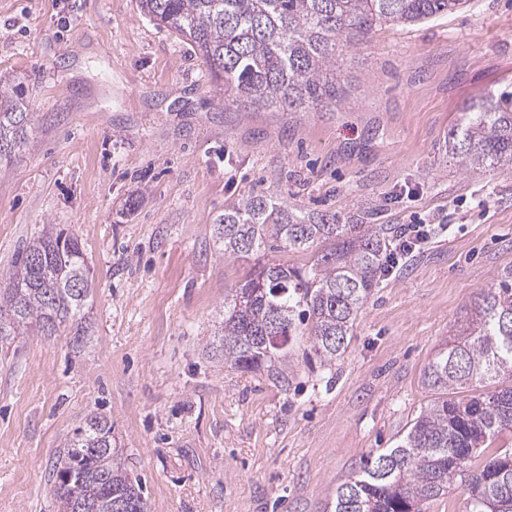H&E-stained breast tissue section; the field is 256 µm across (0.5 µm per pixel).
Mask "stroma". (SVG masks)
<instances>
[{
    "mask_svg": "<svg viewBox=\"0 0 512 512\" xmlns=\"http://www.w3.org/2000/svg\"><path fill=\"white\" fill-rule=\"evenodd\" d=\"M336 67L337 110L244 109L138 0H0V78L25 79L35 112L0 168V274L51 224L94 285L83 346L62 331L0 347V512H56L49 470L93 413L149 512H330L434 399L425 367L512 271V167L471 175L448 153L472 101L512 90V0L382 26ZM254 195L429 230L334 365L308 364L296 338L285 385L210 348L248 272L310 265L299 250L224 258L215 222Z\"/></svg>",
    "mask_w": 512,
    "mask_h": 512,
    "instance_id": "35a3bbf8",
    "label": "stroma"
}]
</instances>
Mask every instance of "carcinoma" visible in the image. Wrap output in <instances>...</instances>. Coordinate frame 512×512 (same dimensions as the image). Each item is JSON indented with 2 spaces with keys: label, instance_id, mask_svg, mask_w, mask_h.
I'll return each mask as SVG.
<instances>
[{
  "label": "carcinoma",
  "instance_id": "obj_1",
  "mask_svg": "<svg viewBox=\"0 0 512 512\" xmlns=\"http://www.w3.org/2000/svg\"><path fill=\"white\" fill-rule=\"evenodd\" d=\"M471 0H139L151 21L188 41L209 74L224 79L232 102L277 112L334 109L347 101L336 76V48L382 24L420 23ZM24 81L0 80V164L29 143L33 113ZM448 152L465 171L485 175L512 163V95L473 103L449 136ZM224 257L252 250L326 249L309 270L265 266L224 303L213 356L224 367L266 372L288 382V343L307 334L320 364L347 350L354 323L377 285L394 230L386 224H338L336 217L294 211L263 196L224 210L216 224ZM91 294L78 240L46 230L0 275V343L31 329L48 336L83 318ZM281 345H263L272 316ZM423 384L439 394L391 448L372 452L360 474L336 488L333 512H423L464 480L469 512H512V272L483 289L458 341L429 363ZM112 424L92 415L64 439L53 469L57 512H146L142 488L117 462Z\"/></svg>",
  "mask_w": 512,
  "mask_h": 512
}]
</instances>
